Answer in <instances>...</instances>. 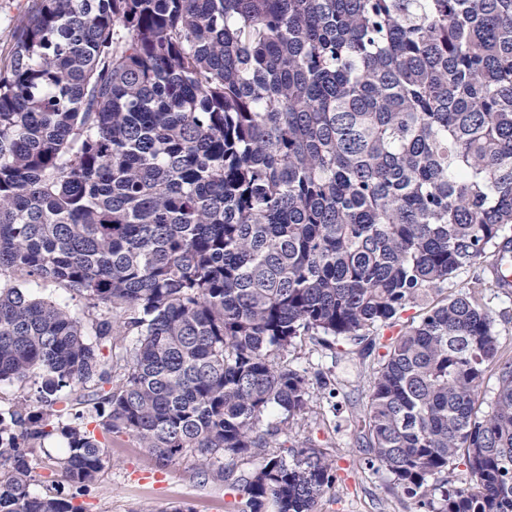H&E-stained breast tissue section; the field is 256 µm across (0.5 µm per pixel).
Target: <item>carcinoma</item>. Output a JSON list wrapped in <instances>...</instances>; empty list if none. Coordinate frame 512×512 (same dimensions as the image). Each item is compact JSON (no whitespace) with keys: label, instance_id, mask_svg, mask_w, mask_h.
<instances>
[{"label":"carcinoma","instance_id":"1","mask_svg":"<svg viewBox=\"0 0 512 512\" xmlns=\"http://www.w3.org/2000/svg\"><path fill=\"white\" fill-rule=\"evenodd\" d=\"M488 256L512 288V0H34L0 69V512H82L33 458L61 439L86 490L114 434L315 512L333 463L262 427L308 408L275 361L304 336L382 350L367 467L512 512V356L484 283L439 296ZM34 295L56 301L66 302L72 309H84L85 301L79 298L71 297V294L63 287L48 284L41 288H34Z\"/></svg>","mask_w":512,"mask_h":512}]
</instances>
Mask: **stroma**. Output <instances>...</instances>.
I'll return each instance as SVG.
<instances>
[{"instance_id": "35a3bbf8", "label": "stroma", "mask_w": 512, "mask_h": 512, "mask_svg": "<svg viewBox=\"0 0 512 512\" xmlns=\"http://www.w3.org/2000/svg\"><path fill=\"white\" fill-rule=\"evenodd\" d=\"M481 298L504 351L511 352L512 292L486 288ZM377 359L359 344L335 340L326 345L310 339L278 357L283 366L327 379L326 386H313L309 413L287 421L272 408L263 417L267 424L286 423L276 454L284 456L289 448L311 444L334 463L337 479L316 512H424L416 500L393 486L386 473L369 470L359 449L356 431ZM63 494L82 512H167L178 505L191 512H238L239 500L227 483L198 476L192 456L161 468L148 449L124 435L113 437L106 467L90 491L68 485Z\"/></svg>"}]
</instances>
